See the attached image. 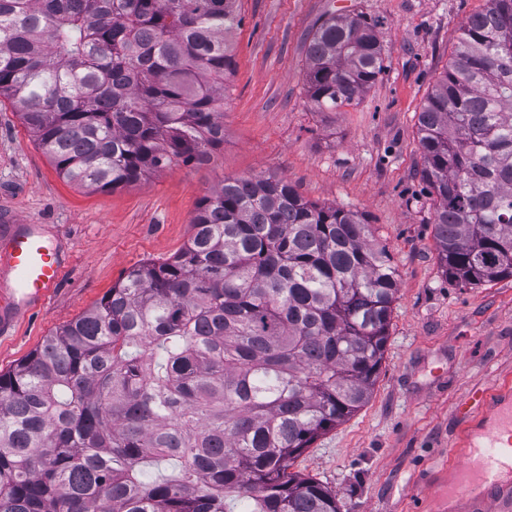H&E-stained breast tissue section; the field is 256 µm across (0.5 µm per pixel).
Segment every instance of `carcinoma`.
<instances>
[{
	"label": "carcinoma",
	"mask_w": 512,
	"mask_h": 512,
	"mask_svg": "<svg viewBox=\"0 0 512 512\" xmlns=\"http://www.w3.org/2000/svg\"><path fill=\"white\" fill-rule=\"evenodd\" d=\"M239 26L236 0H0V99L63 179L115 190L224 142ZM308 59L321 111L384 71L359 17ZM418 131L443 274L512 277V0L468 18ZM396 291L358 213L225 179L179 253L0 373V512H340L290 462L367 400Z\"/></svg>",
	"instance_id": "1"
}]
</instances>
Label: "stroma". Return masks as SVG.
Returning a JSON list of instances; mask_svg holds the SVG:
<instances>
[{
    "mask_svg": "<svg viewBox=\"0 0 512 512\" xmlns=\"http://www.w3.org/2000/svg\"><path fill=\"white\" fill-rule=\"evenodd\" d=\"M224 142L113 191L65 182L10 103L0 104V231L41 224L69 257L52 297L0 331V373L98 302L133 267L192 234L201 199L230 177L287 179L307 200L360 213L397 268L384 358L367 403L292 463L341 512H438L460 461L461 412L512 388V278L461 287L442 273L417 115L484 0H237ZM360 17L385 72L352 104L317 111L307 50L327 18Z\"/></svg>",
    "mask_w": 512,
    "mask_h": 512,
    "instance_id": "1",
    "label": "stroma"
}]
</instances>
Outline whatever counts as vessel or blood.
Here are the masks:
<instances>
[{"instance_id": "obj_1", "label": "vessel or blood", "mask_w": 512, "mask_h": 512, "mask_svg": "<svg viewBox=\"0 0 512 512\" xmlns=\"http://www.w3.org/2000/svg\"><path fill=\"white\" fill-rule=\"evenodd\" d=\"M66 265L43 225L16 224L0 235V329L41 306L62 282ZM482 422L465 438L462 464L448 479V500L457 512H491L484 487L512 492V398L495 397Z\"/></svg>"}]
</instances>
